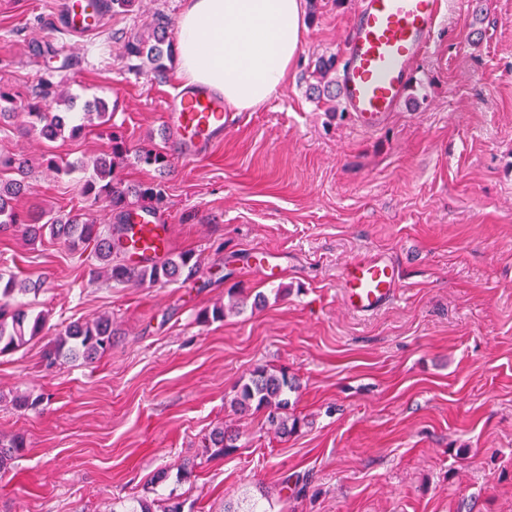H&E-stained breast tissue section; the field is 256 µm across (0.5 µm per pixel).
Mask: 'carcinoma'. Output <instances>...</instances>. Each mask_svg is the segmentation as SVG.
Returning a JSON list of instances; mask_svg holds the SVG:
<instances>
[{
    "label": "carcinoma",
    "instance_id": "obj_1",
    "mask_svg": "<svg viewBox=\"0 0 512 512\" xmlns=\"http://www.w3.org/2000/svg\"><path fill=\"white\" fill-rule=\"evenodd\" d=\"M129 58L139 61L138 69L147 70L158 77L164 76L168 65L174 61V45L165 27L157 25L148 36L135 34L125 44ZM56 91L53 84L45 82L39 91L29 98H22L0 87V120L16 115L22 110L27 118L25 129L36 131L53 141L64 132L75 137L85 128V123L98 120V125L110 123L111 112L104 100L89 103L81 113L82 123H74L72 113L61 114L50 110ZM111 152L97 158L93 172L82 183L81 194L90 205L103 204L118 216L117 224H99L90 213H68L65 216L44 218L17 209V198L27 194L30 186L24 180L31 167L26 158L0 156V231H19L30 242L42 238L44 232L76 249L80 245L93 246L94 255L104 262L110 277L119 282L138 284H166L184 275L192 278L198 261L190 253L173 258L169 255L156 257L141 265H129L125 257L134 250L129 232L134 215L131 207H141L155 214L166 205L162 185L146 184L132 192L114 176V170L127 155L129 149L124 139L109 132ZM141 166L165 170L170 166L167 153L153 147H140L135 153ZM17 291L15 278L0 276V356L19 350L35 337L41 335L48 324V313H30L26 305L13 302ZM112 346V320L100 316L91 321H74L63 327L58 338L46 351L49 365H57L77 359L93 360L106 353ZM295 389L294 380L284 370L271 371L257 368L247 381L239 385L231 400L235 411L247 413L252 409L268 410L266 424L278 435L299 429L298 418L288 416L289 394ZM238 435L226 429L211 434L210 444L203 452L211 457H224L235 452ZM27 448L22 436H15L8 443L0 441V472L9 469L11 462Z\"/></svg>",
    "mask_w": 512,
    "mask_h": 512
}]
</instances>
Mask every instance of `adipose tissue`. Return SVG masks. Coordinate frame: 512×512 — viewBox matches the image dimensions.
Here are the masks:
<instances>
[{"label":"adipose tissue","mask_w":512,"mask_h":512,"mask_svg":"<svg viewBox=\"0 0 512 512\" xmlns=\"http://www.w3.org/2000/svg\"><path fill=\"white\" fill-rule=\"evenodd\" d=\"M305 31L304 0H184L179 75L220 94L226 110L257 108L287 82Z\"/></svg>","instance_id":"ef3b65f1"}]
</instances>
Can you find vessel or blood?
I'll list each match as a JSON object with an SVG mask.
<instances>
[{
  "label": "vessel or blood",
  "mask_w": 512,
  "mask_h": 512,
  "mask_svg": "<svg viewBox=\"0 0 512 512\" xmlns=\"http://www.w3.org/2000/svg\"><path fill=\"white\" fill-rule=\"evenodd\" d=\"M102 11V0H67V25L73 32H86L97 26ZM438 12V0H360L339 70L343 107L360 129L382 127L401 105L435 33ZM163 111L185 159L198 157L224 131V101L209 91L166 98ZM132 233L144 256L158 257L170 248L166 228L147 211H137ZM399 283L391 260L356 257L343 270L341 296L350 310L372 313L395 296Z\"/></svg>",
  "instance_id": "obj_1"
}]
</instances>
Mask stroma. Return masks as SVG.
Returning a JSON list of instances; mask_svg holds the SVG:
<instances>
[{
	"label": "stroma",
	"instance_id": "35a3bbf8",
	"mask_svg": "<svg viewBox=\"0 0 512 512\" xmlns=\"http://www.w3.org/2000/svg\"><path fill=\"white\" fill-rule=\"evenodd\" d=\"M359 3L319 0L286 85L231 113L223 138L187 162L161 110L182 86L175 70L161 80L124 54L157 18L175 24L183 0H136L83 35L55 24L64 0H0V85L26 97L48 78L117 105L111 128L52 142L23 118L0 123V154L88 163L111 131L163 150L167 170L128 159L115 174L165 184L156 217L170 252L199 263L183 282H118L92 250L0 233V274L43 281L19 300L49 314L42 336L0 356V440L27 442L0 475V512L170 497L194 512H512V0H439L405 105L371 132L311 76ZM81 178L36 163L20 205L83 208ZM258 251L276 257L273 276L255 268ZM358 256L400 271L395 299L372 314L341 297L340 271ZM234 291L261 302L200 322ZM101 315L110 350L46 366L63 326ZM259 366L294 377L297 433L276 437L264 412L231 406ZM22 393L39 405L16 409ZM221 427L237 450L203 456Z\"/></svg>",
	"mask_w": 512,
	"mask_h": 512
}]
</instances>
